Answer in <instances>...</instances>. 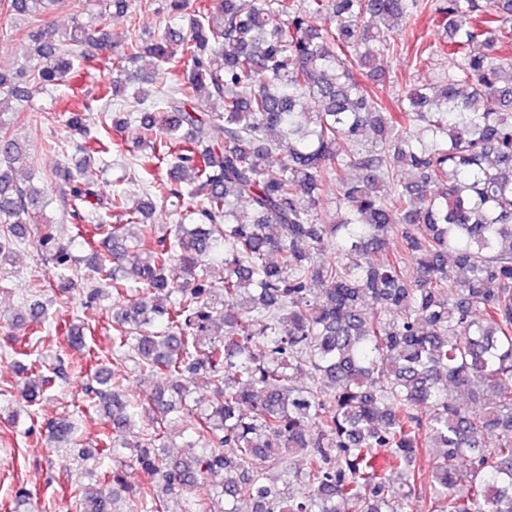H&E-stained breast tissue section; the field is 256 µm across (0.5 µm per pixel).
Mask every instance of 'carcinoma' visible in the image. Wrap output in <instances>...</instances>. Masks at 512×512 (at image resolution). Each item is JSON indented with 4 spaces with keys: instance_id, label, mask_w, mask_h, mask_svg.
<instances>
[{
    "instance_id": "obj_1",
    "label": "carcinoma",
    "mask_w": 512,
    "mask_h": 512,
    "mask_svg": "<svg viewBox=\"0 0 512 512\" xmlns=\"http://www.w3.org/2000/svg\"><path fill=\"white\" fill-rule=\"evenodd\" d=\"M58 2L0 0V16L32 23L23 64L0 68V262L40 223L42 256L72 266V241L43 217L49 185L17 177L25 154L3 116L80 62L117 74L98 98L100 127L139 122L145 149L133 164L152 197L129 210L124 195L101 196L88 170L116 141L91 131L87 102L63 109L83 161L52 178L77 237L91 228L107 253L87 259L98 286L64 277L58 288L93 303L134 279L140 301L112 307V346L157 378L143 407L151 433L130 439L139 404L111 368H95L88 391L112 427L102 441L115 458L130 450L150 482L129 485L119 463L84 489L79 512H122V497L129 512H166L172 494L182 512H404L417 486L429 488V512H512V59L501 54L512 0H447L432 17L441 36L412 42L399 26L422 0H164L170 24L146 38L129 0H97L95 17L65 31L42 25ZM114 15L130 19L122 39ZM404 52L450 67L390 105L380 90L398 78L377 63ZM143 58L153 67L136 66ZM348 168L363 175L347 179ZM329 185L332 224L321 214ZM158 201L192 226L159 234ZM45 322L35 301L4 328ZM54 330L56 359L87 346L83 324ZM303 368L310 382L299 386L288 370ZM35 370L29 403L54 382ZM199 382L211 393L203 408L190 405ZM454 388L479 407L457 405ZM185 414L179 450L157 448ZM45 434L55 448L76 445L65 417ZM430 448L426 472L416 461ZM270 462L304 491L265 483ZM203 482L212 496L192 495Z\"/></svg>"
}]
</instances>
